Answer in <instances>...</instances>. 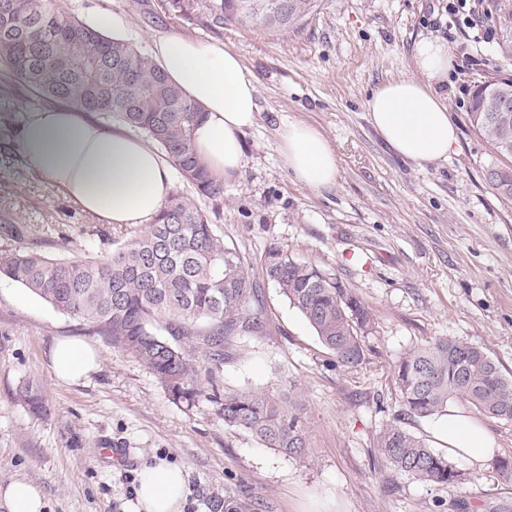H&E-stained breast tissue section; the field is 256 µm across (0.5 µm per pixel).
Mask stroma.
<instances>
[{
	"instance_id": "stroma-1",
	"label": "stroma",
	"mask_w": 512,
	"mask_h": 512,
	"mask_svg": "<svg viewBox=\"0 0 512 512\" xmlns=\"http://www.w3.org/2000/svg\"><path fill=\"white\" fill-rule=\"evenodd\" d=\"M299 25L268 30L228 23L211 31L168 11L161 0H64L83 21L113 17L114 35L152 51L155 37L179 34L222 44L256 79L257 118L242 136V169L224 196H199L181 175L172 187L210 212L218 234L251 267L263 322L231 338L214 367L197 351L204 389H288L301 407L309 450L292 458L225 425L200 400L176 405L160 379L131 353L61 314L0 275V488L24 480L45 512H135L138 472L164 461L186 473L183 512H467L512 499L494 461L452 457L453 486L397 475L377 452V435L397 424L439 453L440 417L402 415L394 365L407 349L438 337L483 348L512 374V200L484 177L494 157L471 127L475 86L512 75V60L485 41L500 29L498 0H483L477 26L450 23L448 0H319ZM445 41L453 58L437 90L448 102L458 141L447 159L420 167L379 136L366 102L379 85L414 76L413 50ZM17 112H0V222L33 225L55 257L117 251L138 235L127 225L83 214L24 162L15 145ZM318 128L336 153L333 187L298 183L277 150L282 125ZM278 245L336 278L369 308L373 322L357 369L332 366L300 312L263 271ZM77 339L101 357L77 384L58 382L49 350ZM33 387L35 412L21 399ZM116 449L113 457L103 456Z\"/></svg>"
}]
</instances>
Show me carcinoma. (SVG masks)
<instances>
[{
  "mask_svg": "<svg viewBox=\"0 0 512 512\" xmlns=\"http://www.w3.org/2000/svg\"><path fill=\"white\" fill-rule=\"evenodd\" d=\"M167 10L202 15L213 31L224 22L286 29L318 6V0H165ZM503 51L512 59V3H504ZM0 64L27 89L8 85L0 98L10 112L42 105H72L143 131L198 194L224 196V183L198 160L194 130L199 107L170 83L149 54L106 36L63 7L59 0H0ZM472 127L494 153L512 159V77L476 87L468 112ZM485 175L501 197L512 199V167L497 162ZM266 277L315 331L334 366L364 363L363 337L372 324L368 307L318 268L273 246ZM0 274L111 339L147 365L173 402L192 407L200 398L219 406L224 424L250 433L289 456L308 451L298 403L246 389L207 394L196 381L193 351L203 349L215 366L224 363V342L260 325L263 302L239 253L224 244L207 212L176 192L153 224L115 253L83 259L51 258L41 241L0 253ZM403 414L430 418L458 399L479 413L512 420V376L483 349L440 337L405 351L394 366ZM382 459L418 482L453 485L460 474L447 456L420 437L391 424L377 437Z\"/></svg>",
  "mask_w": 512,
  "mask_h": 512,
  "instance_id": "1",
  "label": "carcinoma"
}]
</instances>
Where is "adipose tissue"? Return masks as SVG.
<instances>
[{
    "instance_id": "adipose-tissue-1",
    "label": "adipose tissue",
    "mask_w": 512,
    "mask_h": 512,
    "mask_svg": "<svg viewBox=\"0 0 512 512\" xmlns=\"http://www.w3.org/2000/svg\"><path fill=\"white\" fill-rule=\"evenodd\" d=\"M154 58L168 79L205 114L194 131L196 151L211 176L221 180L244 163L242 134L256 121V79L239 56L223 46L178 34L154 41ZM417 76L378 87L366 110L374 129L401 156L417 164L446 158L457 141L444 98L434 84L448 76L450 54L440 40L414 48ZM26 160L82 211L108 224L146 225L171 188L170 163L145 139L123 128L107 129L72 106L26 112L16 133ZM278 152L302 185L321 190L336 182V154L323 134L303 122L284 124ZM55 378L75 384L99 367L97 351L80 340L55 341ZM438 429L451 454L480 463L496 448L474 418L448 407ZM186 478L166 463L143 467L138 503L143 512H180Z\"/></svg>"
}]
</instances>
